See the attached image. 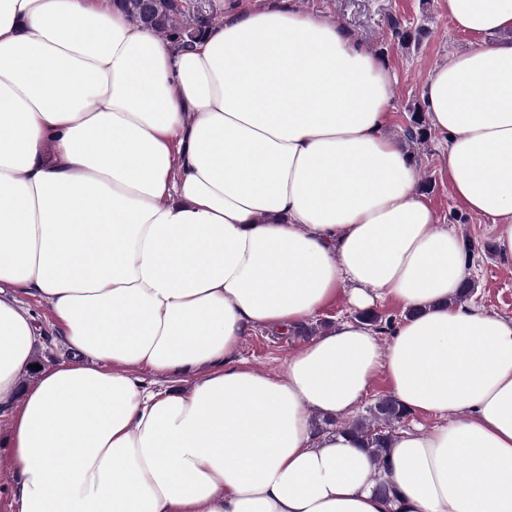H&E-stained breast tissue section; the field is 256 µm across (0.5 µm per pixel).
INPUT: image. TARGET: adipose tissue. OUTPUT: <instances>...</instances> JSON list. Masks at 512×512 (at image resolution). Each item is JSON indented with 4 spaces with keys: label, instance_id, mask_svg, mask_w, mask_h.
I'll list each match as a JSON object with an SVG mask.
<instances>
[{
    "label": "adipose tissue",
    "instance_id": "adipose-tissue-1",
    "mask_svg": "<svg viewBox=\"0 0 512 512\" xmlns=\"http://www.w3.org/2000/svg\"><path fill=\"white\" fill-rule=\"evenodd\" d=\"M445 2L482 42L430 73L428 121L512 258V0ZM393 82L286 0H225L187 47L118 0H0V512H512V320L452 303L469 244L384 132ZM342 292L416 314L237 359ZM37 308L75 359L34 369ZM379 375L442 420L384 470L312 430Z\"/></svg>",
    "mask_w": 512,
    "mask_h": 512
}]
</instances>
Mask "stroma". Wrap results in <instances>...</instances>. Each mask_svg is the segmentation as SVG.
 Wrapping results in <instances>:
<instances>
[{"mask_svg": "<svg viewBox=\"0 0 512 512\" xmlns=\"http://www.w3.org/2000/svg\"><path fill=\"white\" fill-rule=\"evenodd\" d=\"M296 8L331 17L349 28L378 56L386 60L394 74L388 133L402 140L410 105L421 102L422 89L437 66L453 52L474 44L472 36L457 31L448 18L444 0H293ZM407 21L415 34L405 44L391 36L388 19ZM446 140L432 134L429 142L416 147L414 163L419 171L418 190L435 210L440 226L448 228L475 247L470 281L474 286L468 302L481 310L512 319V258H503L495 248L491 218L465 210L448 183ZM355 308L346 295L336 301L306 330L284 336L247 332L242 338L238 359L258 370L280 373L288 357L304 342L331 325L354 319Z\"/></svg>", "mask_w": 512, "mask_h": 512, "instance_id": "obj_1", "label": "stroma"}]
</instances>
